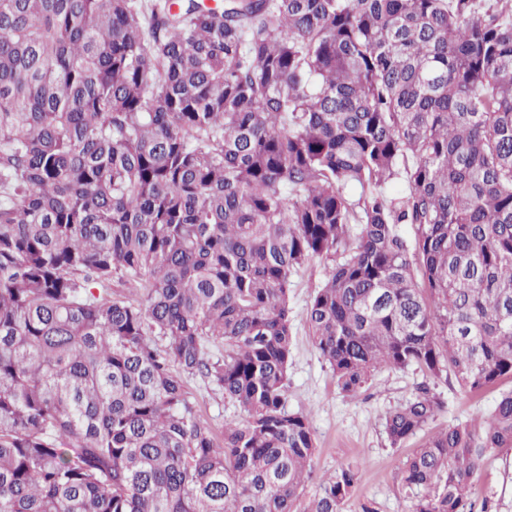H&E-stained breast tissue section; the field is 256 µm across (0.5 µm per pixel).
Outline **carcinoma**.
Wrapping results in <instances>:
<instances>
[{
    "instance_id": "1",
    "label": "carcinoma",
    "mask_w": 512,
    "mask_h": 512,
    "mask_svg": "<svg viewBox=\"0 0 512 512\" xmlns=\"http://www.w3.org/2000/svg\"><path fill=\"white\" fill-rule=\"evenodd\" d=\"M331 252L340 390L426 378L391 446L430 383L512 381V0H0V512H343L350 467L300 507L287 409L291 277ZM197 377L244 414L221 444ZM498 448L512 388L406 460L411 512H473Z\"/></svg>"
}]
</instances>
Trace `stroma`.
Returning a JSON list of instances; mask_svg holds the SVG:
<instances>
[{
    "mask_svg": "<svg viewBox=\"0 0 512 512\" xmlns=\"http://www.w3.org/2000/svg\"><path fill=\"white\" fill-rule=\"evenodd\" d=\"M333 264L329 257L313 258L293 274L289 291L293 354L288 408L309 414L317 445L304 494L312 496L323 476L349 465L357 472V482L344 512H361L366 505L374 512H409L410 501L402 485L407 458L423 444L427 432L456 424L480 430L484 418L493 411L500 390L489 387L467 393L455 379L441 381L438 390L445 401L444 410L429 424L427 432L411 437L401 447H391L384 418L412 397L423 376L415 368L382 370L358 396H347L338 389L331 369L312 343L305 321L313 288L325 279ZM187 387L216 438H223L225 420L241 417L240 408L225 400L222 393L212 391L201 379L188 380ZM471 500L475 507H487L489 512H512V448L484 457Z\"/></svg>",
    "mask_w": 512,
    "mask_h": 512,
    "instance_id": "stroma-1",
    "label": "stroma"
}]
</instances>
